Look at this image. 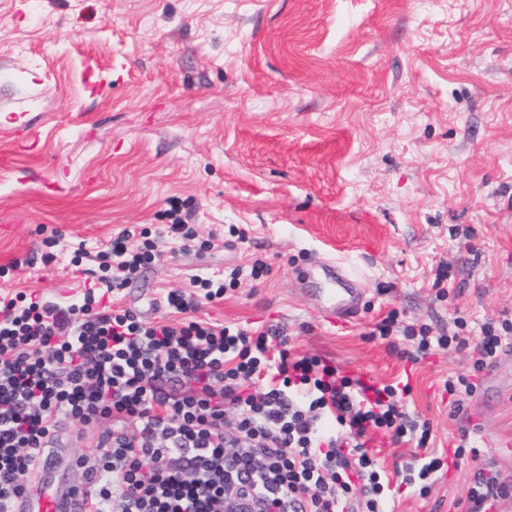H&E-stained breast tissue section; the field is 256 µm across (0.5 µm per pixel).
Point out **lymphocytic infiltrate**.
<instances>
[{"label":"lymphocytic infiltrate","mask_w":512,"mask_h":512,"mask_svg":"<svg viewBox=\"0 0 512 512\" xmlns=\"http://www.w3.org/2000/svg\"><path fill=\"white\" fill-rule=\"evenodd\" d=\"M76 256L74 269L88 260L100 271L80 298L0 301V512H13L65 419L112 422L77 459L93 480L95 512H388L397 487L427 493L449 464L473 469L465 512H498L512 496L469 430L452 454L430 449L429 422L408 408L410 385H365L292 352L274 325L199 317L202 302L223 299L244 274L267 272L265 261L195 278V293L169 292L147 319L117 302L160 256L149 228H124ZM453 325L434 336L393 309L371 335L413 362L474 349L478 372L512 345V313ZM379 434L416 442L419 452L386 473L369 451Z\"/></svg>","instance_id":"f902f5d3"}]
</instances>
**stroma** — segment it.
<instances>
[{"label": "stroma", "mask_w": 512, "mask_h": 512, "mask_svg": "<svg viewBox=\"0 0 512 512\" xmlns=\"http://www.w3.org/2000/svg\"><path fill=\"white\" fill-rule=\"evenodd\" d=\"M15 115L40 139L0 169V225L29 261L0 296L75 297L72 247L181 208L197 246L163 242L122 306L149 317L193 277L264 259L202 312L282 325L296 352L370 384L408 378L436 446L476 428L512 483V358L414 364L369 336L392 309L435 332L512 310V0H0V117ZM325 257L361 275L349 322L314 303ZM454 373L478 382L456 416ZM469 480L450 469L394 512H464Z\"/></svg>", "instance_id": "obj_1"}]
</instances>
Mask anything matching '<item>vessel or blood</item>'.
Returning a JSON list of instances; mask_svg holds the SVG:
<instances>
[{"instance_id":"obj_1","label":"vessel or blood","mask_w":512,"mask_h":512,"mask_svg":"<svg viewBox=\"0 0 512 512\" xmlns=\"http://www.w3.org/2000/svg\"><path fill=\"white\" fill-rule=\"evenodd\" d=\"M315 268L327 285L325 295L318 304L322 318L336 323L354 317L363 295L357 277L348 267L333 259L319 260ZM90 491V484L75 485L63 479L50 480L44 472L39 471L32 478L28 497L16 503L15 512H81Z\"/></svg>"}]
</instances>
